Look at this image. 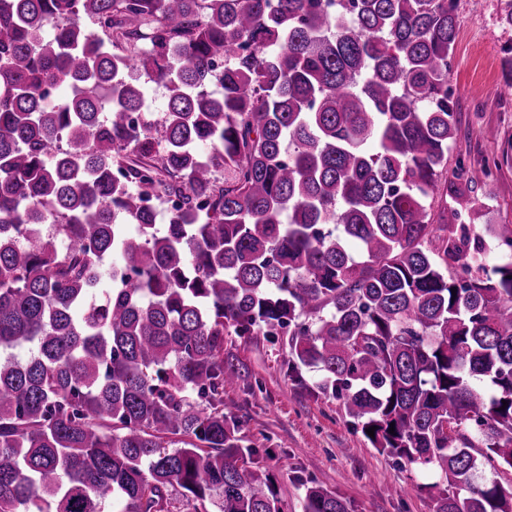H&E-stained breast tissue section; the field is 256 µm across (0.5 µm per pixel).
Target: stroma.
<instances>
[{
    "instance_id": "35a3bbf8",
    "label": "stroma",
    "mask_w": 512,
    "mask_h": 512,
    "mask_svg": "<svg viewBox=\"0 0 512 512\" xmlns=\"http://www.w3.org/2000/svg\"><path fill=\"white\" fill-rule=\"evenodd\" d=\"M512 0H456L458 38L448 84L460 109L461 132L448 155L449 169H477L498 162L493 195L452 185L468 203L466 222L482 235L487 264L500 253L485 227L512 221ZM243 377L224 393V405L238 417L241 432L259 448L277 478L285 512H303L301 479L311 478L346 499L352 512H434L426 493L437 479L433 470L396 463L369 448L355 434L342 405L308 390L316 374L305 371L306 386L288 378V350L264 337L228 336Z\"/></svg>"
}]
</instances>
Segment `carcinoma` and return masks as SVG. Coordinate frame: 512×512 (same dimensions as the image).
Here are the masks:
<instances>
[{"label":"carcinoma","instance_id":"cac0c4a2","mask_svg":"<svg viewBox=\"0 0 512 512\" xmlns=\"http://www.w3.org/2000/svg\"><path fill=\"white\" fill-rule=\"evenodd\" d=\"M457 35L454 0H0V512H283L232 334L436 469L435 512H512L478 476L512 470V261L448 223ZM165 89L163 86L149 83L146 99V110L150 112V117L157 127L163 122L165 110Z\"/></svg>","mask_w":512,"mask_h":512}]
</instances>
